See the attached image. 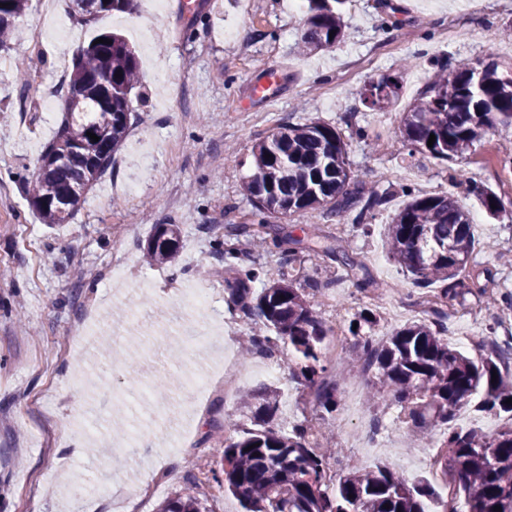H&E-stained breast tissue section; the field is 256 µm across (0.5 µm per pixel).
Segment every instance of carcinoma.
<instances>
[{"label":"carcinoma","instance_id":"1","mask_svg":"<svg viewBox=\"0 0 512 512\" xmlns=\"http://www.w3.org/2000/svg\"><path fill=\"white\" fill-rule=\"evenodd\" d=\"M27 0H0V49L13 34ZM133 0H75V14L87 24L109 13L132 10ZM308 15L300 34L303 52L328 50L343 38L341 10L351 0H307ZM110 43L88 44L73 61L63 100L64 123L38 159L31 178L29 204L45 224H67L84 194L112 169L116 151L130 128V95L138 83L140 62L134 48L118 33L100 34ZM397 78L383 75L365 85L366 107L384 109L399 99ZM512 126V68L494 60L439 71L410 105L399 127V143L408 156L416 153L452 161L486 141L496 125ZM99 137L93 141L88 133ZM435 142L427 146L430 135ZM244 189L251 198L254 222L235 224L224 235V283L230 312L254 325L246 351L257 355L288 349L301 361V375L316 409L338 410L340 397L334 368L326 357L331 328L308 299L322 291L315 281L302 285L294 276L299 259L288 254L273 272L246 257L240 238L256 236L279 245L276 222L320 211L328 217L352 216L366 235L370 221L386 198L353 179L347 143L336 127L319 121L291 124L257 142L251 151ZM458 184L497 218L512 206L461 170ZM409 197L387 225L393 262L423 288H437L440 299L455 298L466 287L468 263L475 249L472 224L451 195ZM496 208H491V205ZM179 249L176 224H158L143 247L155 264L172 262ZM323 252L351 274L364 270L358 254L341 244ZM263 284L257 290L255 283ZM352 332L359 350L352 367L376 372L371 401L400 406L399 419L412 434L441 426L437 456L443 481L452 494L466 495L468 512H512V341L491 343L473 359L446 336L442 319L417 320L378 340L376 315L365 308L354 315ZM497 377H492V373ZM477 410L505 419L492 432L452 425L457 412L475 394ZM239 410L253 422L238 439L224 446L223 465L214 479L236 496L245 512H448V504L428 480L410 484L400 471L384 466L354 470L331 487L326 476L334 449L324 434L303 423L283 431L275 419L277 388L245 392ZM158 512H206L200 497L180 490L167 497Z\"/></svg>","mask_w":512,"mask_h":512}]
</instances>
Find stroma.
Segmentation results:
<instances>
[{"instance_id":"35a3bbf8","label":"stroma","mask_w":512,"mask_h":512,"mask_svg":"<svg viewBox=\"0 0 512 512\" xmlns=\"http://www.w3.org/2000/svg\"><path fill=\"white\" fill-rule=\"evenodd\" d=\"M40 2L27 0L18 20L22 37L0 52L10 63L0 71V512H157L189 478L209 512H244L213 479L223 439L237 438L244 422L236 400L224 397L219 369L228 358L243 372L237 390L264 383L280 390L282 426L302 421L331 427L341 448L332 460L337 472L395 464L408 481L429 476L439 429L412 442L397 406L367 408L373 373L351 375L337 363L341 405L322 416L290 369L272 377L262 357H242L245 323L226 327L204 347L193 346L191 334L210 331L214 316L227 310L218 243L225 225L251 221L243 184L253 143L281 125L319 120L341 132L355 180L388 191L389 199L369 236L313 213L285 223L290 238L302 239L303 227L316 224L360 253L388 286L381 331L439 312L449 341L477 355L478 342L499 315L489 295L512 291V266L499 260L512 252V217H490L452 175L461 170L511 194L512 174L487 158H512V127L496 128L452 162L421 154L403 158L394 140L403 112L441 65L490 58L512 65V40L501 35L512 24V9L504 0H352L340 45L303 54L297 49L306 19L303 0H222L219 11L202 10L192 25L181 12L182 0H166L159 14L138 0L134 12L81 27L73 45L47 30ZM453 25L485 31L486 37L454 41L446 35ZM230 27L238 32L233 44L224 39ZM107 31L121 32L139 55L134 126L111 172L86 193L74 220L51 226L30 208L27 190L63 112L45 116L40 98L27 94L11 63L26 62L38 88L58 92L72 65V47H85ZM275 67L288 72L279 98L256 105L246 87ZM386 74L399 78L397 105L368 109L360 99L363 86ZM132 176L140 185L135 195L124 188ZM404 185L418 195H454L469 211L476 238L469 267L494 274L485 291L438 303L434 289L413 285L389 260L385 226L403 201ZM157 224L179 227L178 256L166 265L148 263L143 255ZM120 248L128 252V265L114 280L107 273ZM295 274L303 283L336 278L327 297H310L326 323H348L371 304L326 256L304 254ZM195 289L208 292L210 306L192 303ZM468 312L479 313V322L464 323ZM204 367L217 372L208 391L178 387L150 394L142 404L147 426L141 443L130 450L118 445L109 418L128 416L125 403L137 399L143 385L163 374L184 379ZM78 439L87 450L76 459L69 448ZM94 476L111 481V495L86 496L84 485ZM154 479L160 490L145 495Z\"/></svg>"}]
</instances>
